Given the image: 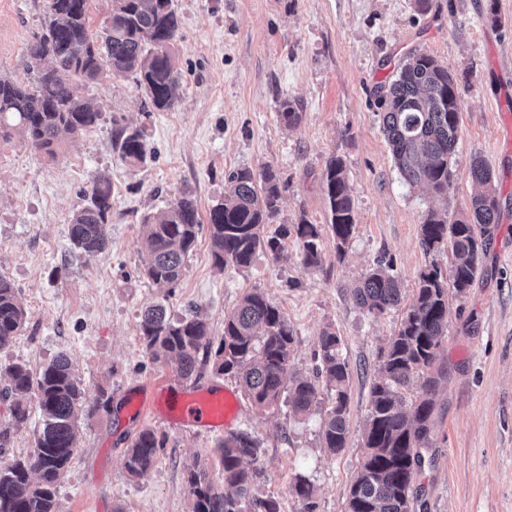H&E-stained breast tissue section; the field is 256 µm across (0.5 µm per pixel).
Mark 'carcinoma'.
<instances>
[{"mask_svg": "<svg viewBox=\"0 0 512 512\" xmlns=\"http://www.w3.org/2000/svg\"><path fill=\"white\" fill-rule=\"evenodd\" d=\"M88 3L46 0L48 22L29 44L27 54L35 63L49 65L39 71L33 85L0 77V138L7 141L17 134L48 160L58 158L66 138L95 127L101 105L78 97L75 86L97 79L106 68L117 76L135 74L155 110H169L178 101L180 16L173 0H111L98 38L88 30ZM376 94L383 108V132L401 178L410 186L423 185L438 196L447 195L454 177L460 112L456 81L448 68L426 52L411 51L399 62L397 77L378 86ZM279 119L294 127L302 112L285 100ZM113 146L132 168L147 161L144 134L138 129L117 126ZM469 175L477 187L470 216L450 221L448 210H430L421 224L424 251H448V271L432 263L420 272L413 303L379 351L380 376L371 388V411L363 433L366 453L349 490L348 512H408L412 477L424 465L422 449L431 441L435 395L444 377V371L432 374L430 369L448 327V290L461 296L472 285L486 250L485 235L490 225L498 223L493 171L476 159ZM227 181L230 189L208 216L215 265L248 268L260 250L277 259L283 251L281 239L290 235L296 238L305 264H320V224L302 217L282 227L277 236H263L265 224L279 210L281 187L275 171L267 168L257 175L238 169ZM322 183L336 252L342 256L354 231L356 207L341 157L330 158ZM111 212L112 185L97 177L90 186L88 204L69 224L71 241L81 255L92 257L105 249L104 226ZM142 224L149 253L142 274L159 288H171L182 279L185 259L201 231L195 199L187 194L177 197L161 217L146 216ZM353 298L374 316L399 306L402 288L394 261L378 259L353 289ZM26 320L27 311L18 302L14 285L0 275V348L19 335ZM139 331L152 358L174 361L182 378L198 373L213 354L220 361L219 369L234 376L259 408L276 407L283 401L301 416L321 403L318 384L290 379L293 329L257 288L245 293L224 317V334L216 347L198 312L173 321L163 307L152 306L143 313ZM314 360L316 377L324 378L328 398L321 439L335 454L345 448L348 436L350 369L333 329L327 327L317 337ZM6 373L10 379L6 394L15 399V421L26 419L23 400L33 395L44 427L29 455L0 468V512H59L57 486L74 456L78 410L87 403L85 392L64 355L35 375L20 363L8 366ZM415 382L420 383L421 393L411 400L408 393ZM161 448L163 440L154 431H141L125 451L129 476L152 469ZM259 452L260 444L246 430L224 436L218 448L220 479L204 467L190 474L192 512H281L277 498H260L252 492L254 472L247 464ZM294 492L313 512L314 486L299 478Z\"/></svg>", "mask_w": 512, "mask_h": 512, "instance_id": "obj_1", "label": "carcinoma"}]
</instances>
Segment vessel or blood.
I'll use <instances>...</instances> for the list:
<instances>
[{
	"instance_id": "b4317fda",
	"label": "vessel or blood",
	"mask_w": 512,
	"mask_h": 512,
	"mask_svg": "<svg viewBox=\"0 0 512 512\" xmlns=\"http://www.w3.org/2000/svg\"><path fill=\"white\" fill-rule=\"evenodd\" d=\"M171 411L160 414L163 423L192 425L205 431H220L233 424L239 403L231 392L220 388L206 391L172 389L168 392Z\"/></svg>"
}]
</instances>
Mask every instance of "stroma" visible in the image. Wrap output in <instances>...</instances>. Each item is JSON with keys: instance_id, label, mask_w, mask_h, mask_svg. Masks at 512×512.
<instances>
[{"instance_id": "obj_1", "label": "stroma", "mask_w": 512, "mask_h": 512, "mask_svg": "<svg viewBox=\"0 0 512 512\" xmlns=\"http://www.w3.org/2000/svg\"><path fill=\"white\" fill-rule=\"evenodd\" d=\"M46 0H0V76L32 82L26 48L46 21ZM181 25L179 101L168 111H144L134 75L103 72L80 85L98 100L97 126L46 160L20 137L0 140V275L13 283L28 320L0 349V431L7 435L0 467L27 456L42 427L36 398L26 422L15 423L3 394L6 368L39 372L64 355L88 401L107 407L79 413L78 441L57 487L61 512H189L188 478L195 467L218 473L224 436L193 427L171 428L154 415L130 416L132 395L157 401L168 388L221 386L240 404L234 429L259 440L253 491L273 496L282 512H306L293 491L297 477L316 489L315 512H347L360 467L370 414L377 353L411 304L418 276L430 263L447 266V252L425 253L420 225L428 210L466 214L473 186L470 163L493 171L500 219L493 225L482 269L464 296L448 298V330L437 364L445 370L435 397L432 442L412 479L410 512H512V0H431L419 14L413 0H174ZM419 49L448 67L460 99V135L447 197L407 185L382 131L375 90L389 82L404 55ZM291 99L303 112L293 128L278 112ZM142 129L148 159L136 169L112 145L115 123ZM342 157L353 189L356 226L345 255L331 235L321 240V264L305 266L294 238L284 255L257 252L251 267H216L207 234L185 261L170 290L142 274L144 216L167 209L191 191L200 217L224 196L228 174L272 168L283 185L278 214L266 227L307 219L330 222L321 175ZM112 184L108 245L85 257L68 232L96 177ZM396 263L403 305L375 316L356 305L351 290L380 254ZM259 288L294 330L291 369L315 379L313 351L320 331L341 337L351 378L349 425L343 450L329 454L320 440L322 408L296 416L289 408L261 409L237 380L207 362L191 379L152 361L139 334L140 315L161 304L171 319L197 308L212 339L243 294ZM164 440L156 466L138 478L124 453L142 430Z\"/></svg>"}]
</instances>
